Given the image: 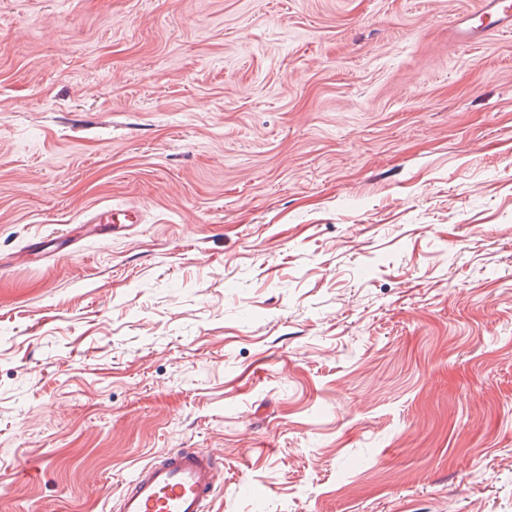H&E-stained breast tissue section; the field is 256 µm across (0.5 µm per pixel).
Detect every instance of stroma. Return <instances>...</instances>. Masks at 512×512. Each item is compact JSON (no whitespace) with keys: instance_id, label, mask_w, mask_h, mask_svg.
<instances>
[{"instance_id":"stroma-1","label":"stroma","mask_w":512,"mask_h":512,"mask_svg":"<svg viewBox=\"0 0 512 512\" xmlns=\"http://www.w3.org/2000/svg\"><path fill=\"white\" fill-rule=\"evenodd\" d=\"M477 2L0 0V512H110L173 448L209 512H512ZM112 213L107 219L106 214ZM133 215V217L131 216ZM141 220L138 218L137 211L133 207L126 208H100L91 211L86 215L83 224L100 225V224H139Z\"/></svg>"}]
</instances>
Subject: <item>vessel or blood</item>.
Segmentation results:
<instances>
[{
  "mask_svg": "<svg viewBox=\"0 0 512 512\" xmlns=\"http://www.w3.org/2000/svg\"><path fill=\"white\" fill-rule=\"evenodd\" d=\"M512 30V0H480L479 7L453 23L463 44L482 40L489 26ZM134 208L91 211L86 224H129ZM219 471L213 452L178 448L137 468L117 499V512H206L218 488Z\"/></svg>",
  "mask_w": 512,
  "mask_h": 512,
  "instance_id": "b4317fda",
  "label": "vessel or blood"
}]
</instances>
